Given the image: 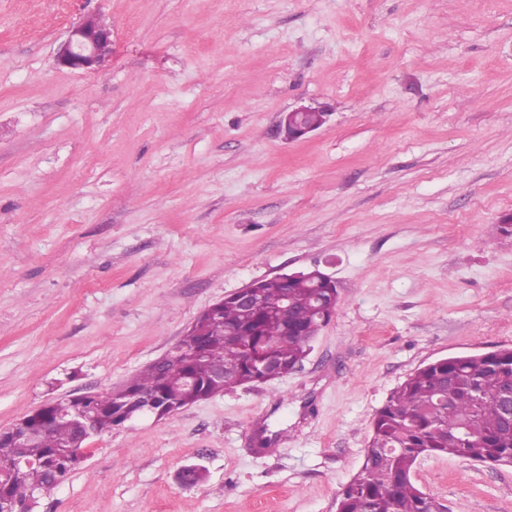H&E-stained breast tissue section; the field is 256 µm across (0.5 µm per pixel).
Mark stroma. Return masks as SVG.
<instances>
[{
  "label": "stroma",
  "mask_w": 512,
  "mask_h": 512,
  "mask_svg": "<svg viewBox=\"0 0 512 512\" xmlns=\"http://www.w3.org/2000/svg\"><path fill=\"white\" fill-rule=\"evenodd\" d=\"M90 11L111 58L58 68ZM300 106L329 118L285 140ZM509 218L512 0H0V429L253 281L340 292L297 371L90 438L36 512H336L410 373L512 348ZM414 478L512 512V466Z\"/></svg>",
  "instance_id": "stroma-1"
}]
</instances>
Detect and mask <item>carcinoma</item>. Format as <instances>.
Listing matches in <instances>:
<instances>
[{"label": "carcinoma", "mask_w": 512, "mask_h": 512, "mask_svg": "<svg viewBox=\"0 0 512 512\" xmlns=\"http://www.w3.org/2000/svg\"><path fill=\"white\" fill-rule=\"evenodd\" d=\"M288 317L273 309L253 311L235 297H224L212 320L198 319L177 348L180 364L151 363L121 388L77 400L65 411L31 419L33 435L19 443L0 440V498L12 512H30L27 492L51 494L82 459L73 420L83 415L97 436L125 423L127 395L194 404L217 388L211 377L224 365V390L254 384L261 356L272 352L288 368L302 361L321 329L330 296L317 281L288 289ZM196 382L186 386V374ZM512 386V348L449 356L417 368L390 394L371 423V437L359 472L341 490L336 512H443L444 506L414 480L425 457L455 456L490 466L512 465V427L505 421L500 396ZM471 446H465V427Z\"/></svg>", "instance_id": "cac0c4a2"}]
</instances>
